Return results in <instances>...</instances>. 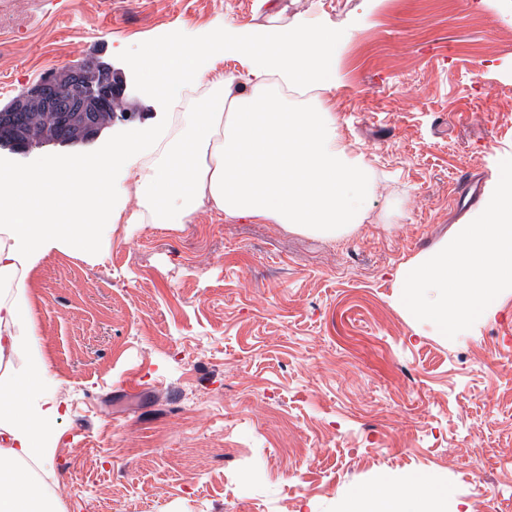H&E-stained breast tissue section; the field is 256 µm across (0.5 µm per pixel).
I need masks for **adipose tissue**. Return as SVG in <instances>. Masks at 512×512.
Returning a JSON list of instances; mask_svg holds the SVG:
<instances>
[{"mask_svg":"<svg viewBox=\"0 0 512 512\" xmlns=\"http://www.w3.org/2000/svg\"><path fill=\"white\" fill-rule=\"evenodd\" d=\"M342 35L321 26L227 25L208 40L156 44L139 62L145 89L172 104L184 83L199 84L216 54L240 55L246 70L202 94L176 126L129 129L87 165L0 171V361L25 351L0 374V512H58L45 485L24 475L48 455L45 428L59 406L45 396V360L23 349L34 328L25 277L51 250H69L103 224H190L215 211L342 239L362 224L376 185L362 155L336 134L330 91L339 81ZM136 210H129V203ZM339 512H448V488L413 476L405 486L354 489Z\"/></svg>","mask_w":512,"mask_h":512,"instance_id":"1","label":"adipose tissue"}]
</instances>
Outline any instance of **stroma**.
I'll use <instances>...</instances> for the list:
<instances>
[{"label":"stroma","mask_w":512,"mask_h":512,"mask_svg":"<svg viewBox=\"0 0 512 512\" xmlns=\"http://www.w3.org/2000/svg\"><path fill=\"white\" fill-rule=\"evenodd\" d=\"M278 4L285 23L343 35L336 133L376 176L369 213L333 240L204 212L45 256L26 295L61 416L31 470L60 512H338L356 487L418 473L485 512L483 487L512 486V292L450 340L393 288L475 216L453 199L461 173L487 192L512 157V45L493 43L512 0ZM268 15L261 0H0V109L88 61L125 87L124 113L93 138L0 147V169L91 159L168 122L138 58ZM75 461L84 482L62 489Z\"/></svg>","instance_id":"stroma-1"}]
</instances>
